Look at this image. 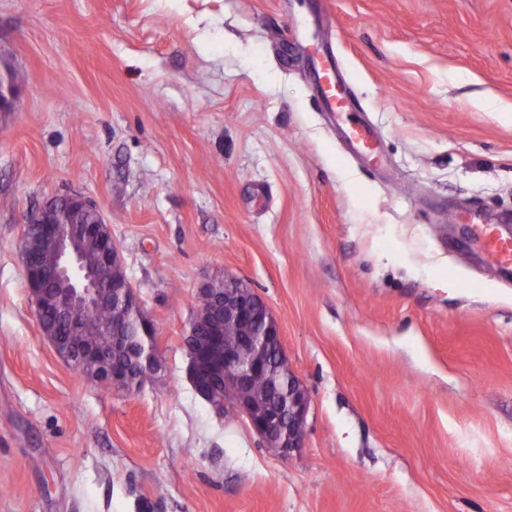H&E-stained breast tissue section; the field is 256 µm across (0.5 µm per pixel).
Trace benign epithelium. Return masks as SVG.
Instances as JSON below:
<instances>
[{
	"mask_svg": "<svg viewBox=\"0 0 512 512\" xmlns=\"http://www.w3.org/2000/svg\"><path fill=\"white\" fill-rule=\"evenodd\" d=\"M14 97L10 74L1 72L0 111L12 108ZM32 230L55 254L53 268H41L28 250ZM88 241L98 245L93 263L83 253ZM21 252L41 333L67 364H88L91 380L118 392L161 369L153 344L154 326L128 280H112V303L124 310L130 338L117 335L103 344L86 334L79 316L80 310L103 304L104 283L122 267L108 225L58 224L41 206L24 219ZM273 345L278 348L280 374L287 380L283 399L276 402L256 396L250 388L254 379L270 370L269 349ZM185 347L189 380L216 411L222 413L226 405H232L265 447L280 456L304 447L310 409L308 391L288 365L276 319L245 280L224 274V295L214 298L213 314L194 313Z\"/></svg>",
	"mask_w": 512,
	"mask_h": 512,
	"instance_id": "7a95c632",
	"label": "benign epithelium"
}]
</instances>
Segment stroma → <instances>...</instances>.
<instances>
[{
  "label": "stroma",
  "mask_w": 512,
  "mask_h": 512,
  "mask_svg": "<svg viewBox=\"0 0 512 512\" xmlns=\"http://www.w3.org/2000/svg\"><path fill=\"white\" fill-rule=\"evenodd\" d=\"M0 0V512H512V0ZM332 39L382 165L287 27ZM101 210L161 370L125 394L42 335L23 218ZM249 282L310 396L283 458L187 377L206 275ZM474 224V237L484 251L504 269L512 270V234L507 235L496 231L487 221Z\"/></svg>",
  "instance_id": "stroma-1"
}]
</instances>
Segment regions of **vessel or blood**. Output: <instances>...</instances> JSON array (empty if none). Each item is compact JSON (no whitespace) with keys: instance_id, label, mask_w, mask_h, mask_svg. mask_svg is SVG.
Returning a JSON list of instances; mask_svg holds the SVG:
<instances>
[{"instance_id":"vessel-or-blood-1","label":"vessel or blood","mask_w":512,"mask_h":512,"mask_svg":"<svg viewBox=\"0 0 512 512\" xmlns=\"http://www.w3.org/2000/svg\"><path fill=\"white\" fill-rule=\"evenodd\" d=\"M306 41V36L293 34L286 45V53H303L312 91L323 111L343 116L341 131L349 147L369 161L380 163L382 156L374 132L357 117L360 106L339 70L332 44L324 43L311 51L307 49ZM474 237L501 268L512 270V234L496 231L492 224L481 220L474 226Z\"/></svg>"}]
</instances>
